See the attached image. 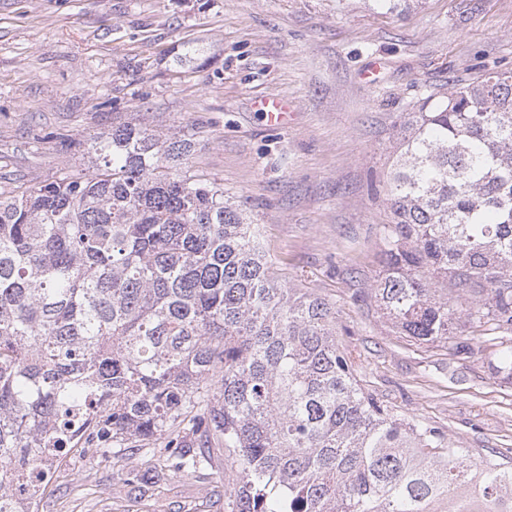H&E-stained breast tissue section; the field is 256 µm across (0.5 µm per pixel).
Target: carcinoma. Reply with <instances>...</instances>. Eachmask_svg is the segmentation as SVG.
<instances>
[{"mask_svg":"<svg viewBox=\"0 0 512 512\" xmlns=\"http://www.w3.org/2000/svg\"><path fill=\"white\" fill-rule=\"evenodd\" d=\"M88 170L0 194V512L69 454L162 441L142 497L216 454L225 512H512V464L477 462L359 387L336 311L276 278L257 225L189 171L190 133L136 121ZM377 307L400 336L498 335L512 382V69L400 116Z\"/></svg>","mask_w":512,"mask_h":512,"instance_id":"carcinoma-1","label":"carcinoma"}]
</instances>
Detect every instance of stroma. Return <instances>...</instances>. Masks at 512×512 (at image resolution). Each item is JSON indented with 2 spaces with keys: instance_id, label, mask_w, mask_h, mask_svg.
I'll use <instances>...</instances> for the list:
<instances>
[{
  "instance_id": "1",
  "label": "stroma",
  "mask_w": 512,
  "mask_h": 512,
  "mask_svg": "<svg viewBox=\"0 0 512 512\" xmlns=\"http://www.w3.org/2000/svg\"><path fill=\"white\" fill-rule=\"evenodd\" d=\"M184 42L211 64L178 65ZM497 66L512 69V0H411L400 15L373 0H0V192L86 169L116 121L193 133L189 165L248 209L287 286L334 306L362 388L474 458H512L497 341L411 342L373 298L401 113ZM271 94L290 102L277 129L255 107ZM151 457L71 456L39 512H224L220 457L208 478L172 473L134 498L119 466Z\"/></svg>"
}]
</instances>
